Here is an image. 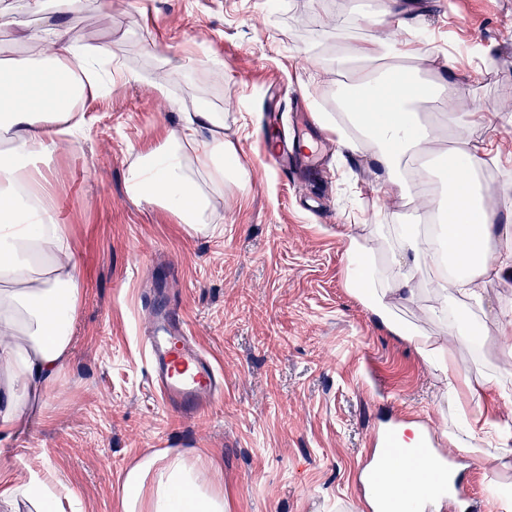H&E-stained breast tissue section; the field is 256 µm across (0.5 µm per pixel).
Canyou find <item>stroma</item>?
Here are the masks:
<instances>
[{
  "label": "stroma",
  "mask_w": 512,
  "mask_h": 512,
  "mask_svg": "<svg viewBox=\"0 0 512 512\" xmlns=\"http://www.w3.org/2000/svg\"><path fill=\"white\" fill-rule=\"evenodd\" d=\"M86 2L62 20L68 39L108 47L124 76L82 103L83 135L45 165L83 292L68 363L0 443V467L59 484V512H119L128 468L171 449L219 465L229 512H371L360 474L378 429L406 419L442 453L465 437L434 370L349 290L348 236L368 237L373 210L387 223L403 203L374 192L373 160L340 149L328 173L279 177L262 158L261 120L295 97L331 111L334 59L377 40L379 0H347L341 17L305 30L298 0ZM13 4L0 0V60L43 26ZM407 24L434 48L421 80L448 51L470 72L455 111L512 103V0H417ZM162 71L175 97L223 113L253 171L246 191L225 187L217 230L190 232L128 192L130 162L176 122L152 88ZM154 303L178 306L223 372V401L205 413L184 419L159 404L141 342ZM483 322L478 344L457 346L458 367L512 394V359L493 317ZM454 467L476 475L479 512H499L495 490L512 488V467L491 472L471 454Z\"/></svg>",
  "instance_id": "stroma-1"
}]
</instances>
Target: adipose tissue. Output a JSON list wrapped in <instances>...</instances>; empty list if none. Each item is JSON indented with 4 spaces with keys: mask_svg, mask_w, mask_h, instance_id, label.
<instances>
[{
    "mask_svg": "<svg viewBox=\"0 0 512 512\" xmlns=\"http://www.w3.org/2000/svg\"><path fill=\"white\" fill-rule=\"evenodd\" d=\"M110 54L107 47L78 49L63 30L33 31L21 55L0 62V439L12 437L32 398L46 390L67 364L72 323L82 295V275L65 225L56 221L51 177L40 164L64 135L78 136L84 114L78 105L99 89L83 76ZM426 48L416 36L399 48L373 43L337 55V69L350 60L380 63V77L357 71L353 85L365 96L345 98L339 113L320 112V126L347 153L373 158L383 176L377 194L410 204L409 214L376 225L386 242L376 266L363 241L349 238L347 257L355 268L366 306L393 335L402 337L440 374L445 394L465 393L475 410L465 418L469 439H492L493 468L512 462V424L487 418L481 404L493 382L461 373L449 337L464 344L482 336L478 322L448 318V301L467 298L484 308L485 280L512 276V246L488 258L491 241L512 243V225L499 223L484 203L488 191L478 175L500 166L495 141L476 138L475 126L512 124L499 112L421 113L436 103V85L423 82L418 61ZM152 86L177 115L165 140L138 154L128 169V189L202 231L220 223L214 205L225 185L247 190L252 171L237 159L224 137V115L184 109L173 99L167 77ZM436 298L424 312L436 332L404 327L397 305L415 302L419 285ZM26 500L33 512H55L58 491L36 473H0V502ZM120 512H228L223 486L205 478L185 454L154 452L125 474Z\"/></svg>",
    "mask_w": 512,
    "mask_h": 512,
    "instance_id": "adipose-tissue-1",
    "label": "adipose tissue"
}]
</instances>
